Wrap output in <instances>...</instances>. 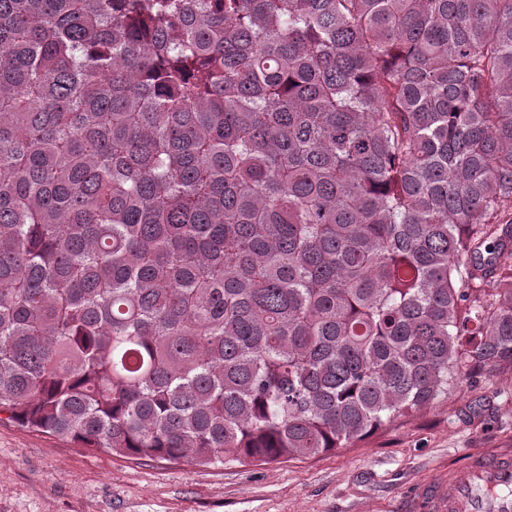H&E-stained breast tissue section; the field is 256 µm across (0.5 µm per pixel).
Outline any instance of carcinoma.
Masks as SVG:
<instances>
[{
  "label": "carcinoma",
  "instance_id": "carcinoma-1",
  "mask_svg": "<svg viewBox=\"0 0 512 512\" xmlns=\"http://www.w3.org/2000/svg\"><path fill=\"white\" fill-rule=\"evenodd\" d=\"M512 0H0V413L310 459L512 365Z\"/></svg>",
  "mask_w": 512,
  "mask_h": 512
}]
</instances>
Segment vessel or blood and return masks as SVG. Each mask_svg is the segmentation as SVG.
I'll return each mask as SVG.
<instances>
[{
	"label": "vessel or blood",
	"instance_id": "vessel-or-blood-1",
	"mask_svg": "<svg viewBox=\"0 0 512 512\" xmlns=\"http://www.w3.org/2000/svg\"><path fill=\"white\" fill-rule=\"evenodd\" d=\"M444 512H512V451L475 455L448 472ZM499 490L498 498L486 494Z\"/></svg>",
	"mask_w": 512,
	"mask_h": 512
}]
</instances>
